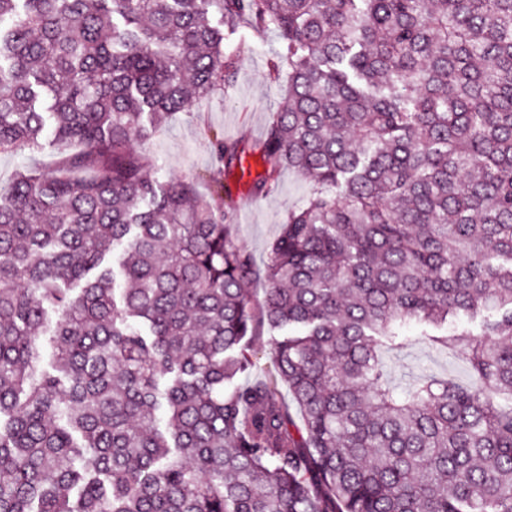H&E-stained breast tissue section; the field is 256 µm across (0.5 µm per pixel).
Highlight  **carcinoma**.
<instances>
[{
    "instance_id": "carcinoma-1",
    "label": "carcinoma",
    "mask_w": 512,
    "mask_h": 512,
    "mask_svg": "<svg viewBox=\"0 0 512 512\" xmlns=\"http://www.w3.org/2000/svg\"><path fill=\"white\" fill-rule=\"evenodd\" d=\"M242 27L288 84L250 192L313 183L258 305L235 209L137 150ZM48 128L91 176L0 189V512H512V0H0V153ZM412 325L472 383L395 388ZM261 335L253 341L254 360L256 362L255 372L249 378H242L241 381H251L257 377H263L273 370L269 354L271 336L268 335L266 329L261 331Z\"/></svg>"
}]
</instances>
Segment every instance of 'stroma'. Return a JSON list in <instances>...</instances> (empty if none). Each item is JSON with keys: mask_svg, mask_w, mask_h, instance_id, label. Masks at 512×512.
Here are the masks:
<instances>
[{"mask_svg": "<svg viewBox=\"0 0 512 512\" xmlns=\"http://www.w3.org/2000/svg\"><path fill=\"white\" fill-rule=\"evenodd\" d=\"M278 48L276 39L255 37L249 29L225 35L224 51L239 55L236 78L231 87L197 100L190 111L182 112L159 133L139 142L138 149L156 166L159 179L171 177L195 180L201 194H208L215 180H222L236 205L237 242L253 256L256 268H263L268 244L276 237L288 211L299 206L311 184L301 175L283 171L277 191L266 197H254L242 191L235 171L222 169L212 148L214 137L237 142L255 155L256 171H263L259 145L271 112L278 107L285 88L269 82L266 74ZM43 147L33 151L22 147L0 154V183H8L20 166L37 163L53 168L58 148L50 135H43ZM390 378L405 384L424 375L451 376L470 382L467 363L450 350L437 349L420 341H411L404 349L383 355Z\"/></svg>", "mask_w": 512, "mask_h": 512, "instance_id": "stroma-1", "label": "stroma"}]
</instances>
